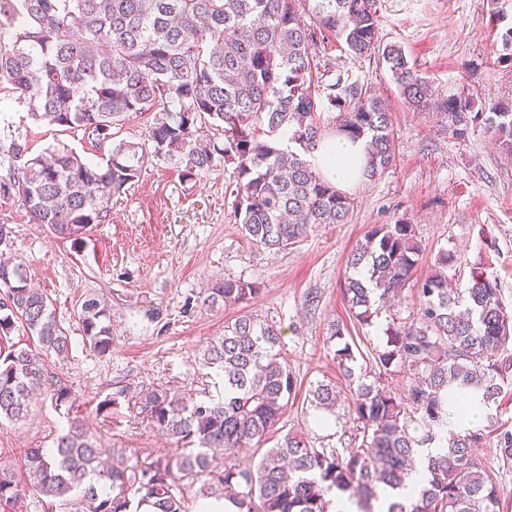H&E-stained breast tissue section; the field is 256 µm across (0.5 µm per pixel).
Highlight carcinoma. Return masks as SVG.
<instances>
[{"label": "carcinoma", "instance_id": "1", "mask_svg": "<svg viewBox=\"0 0 512 512\" xmlns=\"http://www.w3.org/2000/svg\"><path fill=\"white\" fill-rule=\"evenodd\" d=\"M378 0H0V92L25 107L34 123L89 130L108 156L92 165L59 145L29 155L26 144L0 141L9 159L0 187L20 202L32 224L57 239L80 243L104 209L139 179L150 158L174 159L189 181L220 163L234 165L233 194L241 233L251 244L281 251L321 224H345L354 200L327 181L311 154L326 139L320 113H337L334 133L366 139L362 176L372 179L395 160L392 114L363 85L324 83L321 61L340 42L357 58L386 64L405 103L415 111L432 104L429 85L401 47L378 37ZM161 109L148 132L152 151L112 141V127L131 112ZM448 130L459 138L477 128L512 152V105L475 109L473 99L442 103ZM210 121L223 141L204 139ZM297 145L282 147L281 137ZM423 253L412 225L379 224L364 235L349 259L355 275L343 297L352 318L369 326L380 305L406 285L417 288L409 324L384 330L385 344L369 352L370 368L355 375L348 342L336 349L338 370L352 382L349 413L361 442L353 448H317L288 434L260 460L262 441L296 391V378L277 347L276 325L245 311L260 293L253 282L227 277L209 288L203 303L242 311L224 336L203 351V364L224 379V398L153 387L139 397L147 420L176 439L177 448L130 461L107 449L82 420L68 426L50 448H28L22 475L0 464V505L32 492L45 512L70 504L77 492L88 512H190L181 484L204 479L203 496L229 499L240 512H328L336 491L373 512L379 493L405 485L417 449L439 443L426 458V476L410 505L391 502L387 512H500L502 486L477 462L487 445L504 388L512 387V310L497 276L478 267L465 296L448 290L454 252L441 248L428 274L414 279ZM79 319L85 343L105 354L112 348L109 315L96 298L85 300ZM36 338L32 349L0 353V419L27 417L34 394L58 408L76 403L70 386L49 370V357L69 351V336L56 322L46 295L27 285L24 265L0 262V336L16 323ZM394 366L417 375L403 395L382 385ZM316 410L336 407V390L320 383L310 391ZM488 410V425L446 433L469 407ZM496 454L512 461V433L497 435Z\"/></svg>", "mask_w": 512, "mask_h": 512}]
</instances>
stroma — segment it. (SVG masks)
<instances>
[{
	"instance_id": "stroma-1",
	"label": "stroma",
	"mask_w": 512,
	"mask_h": 512,
	"mask_svg": "<svg viewBox=\"0 0 512 512\" xmlns=\"http://www.w3.org/2000/svg\"><path fill=\"white\" fill-rule=\"evenodd\" d=\"M382 43L399 45L434 92L436 104L413 111L399 94L385 64L334 48L331 76L367 85L385 100L393 121L396 161L373 181L346 187L354 201L348 223L322 224L291 248L274 252L249 243L235 219L232 166L220 165L185 180L176 161H149L138 182L114 197L104 219L79 244L54 238L27 223L18 204L0 200V224L12 234V255L30 284L49 296L52 312L70 336L66 358L49 367L71 385L73 412L48 397L34 400L25 419L0 421V462L18 464L24 449L48 448L55 433L76 415L108 448L145 457L174 443L153 428L134 401L120 400L110 416L99 401L119 387L132 391L163 386L215 397L222 380L200 363L210 342L224 334L236 308L205 307L215 280L230 276L257 284L248 310L276 324L279 349L299 383L272 430L277 442L290 433L321 438L329 448H349L355 429L348 414L349 382L334 359V324L348 326L357 346L377 347L389 322L413 317L414 291L381 311L372 326H354L342 296L348 258L376 224L412 225L425 246L419 274L439 248L455 251L453 287L464 289L473 267H490L512 307V155L483 130L459 138L437 104L472 97L490 106L512 103V65L500 62L502 35L512 28V0H378ZM19 138L32 154L64 144L87 162L99 163L95 135L56 125H35L13 96L0 94V138ZM104 300L112 324V350L86 346L79 312L84 300ZM335 384L336 425H317L307 399L312 385Z\"/></svg>"
}]
</instances>
